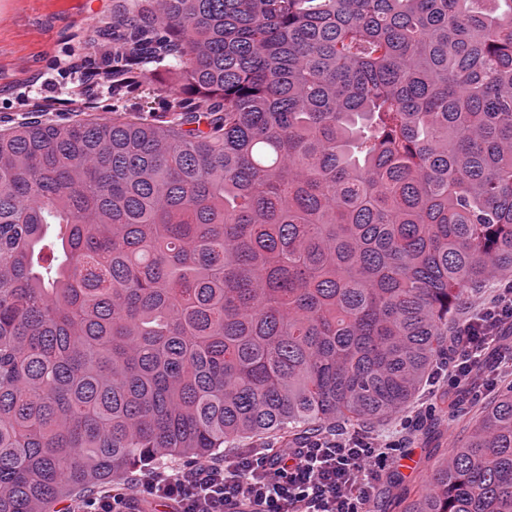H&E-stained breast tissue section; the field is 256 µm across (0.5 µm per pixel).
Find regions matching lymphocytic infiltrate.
Instances as JSON below:
<instances>
[{
    "label": "lymphocytic infiltrate",
    "mask_w": 512,
    "mask_h": 512,
    "mask_svg": "<svg viewBox=\"0 0 512 512\" xmlns=\"http://www.w3.org/2000/svg\"><path fill=\"white\" fill-rule=\"evenodd\" d=\"M512 327V279L468 305L448 340L436 381L449 394L480 400L484 390L512 377V360L487 363L482 353ZM418 422L405 418L394 435L336 430L285 448H248L219 461L133 476L125 489L103 490L73 512H138L161 500L172 512H367L383 471L398 465V451Z\"/></svg>",
    "instance_id": "f902f5d3"
}]
</instances>
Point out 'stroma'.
Returning <instances> with one entry per match:
<instances>
[{"instance_id":"obj_1","label":"stroma","mask_w":512,"mask_h":512,"mask_svg":"<svg viewBox=\"0 0 512 512\" xmlns=\"http://www.w3.org/2000/svg\"><path fill=\"white\" fill-rule=\"evenodd\" d=\"M120 0H0V129L48 103L52 120L112 113L104 98L70 81V55L92 46L102 56L111 44L106 33ZM474 403L448 414L424 416L406 454L413 467L384 473L372 512H399V498L415 499L437 461L463 440Z\"/></svg>"}]
</instances>
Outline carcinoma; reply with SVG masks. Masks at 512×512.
I'll return each instance as SVG.
<instances>
[{"mask_svg":"<svg viewBox=\"0 0 512 512\" xmlns=\"http://www.w3.org/2000/svg\"><path fill=\"white\" fill-rule=\"evenodd\" d=\"M499 0H129L0 130V512L414 403L512 274ZM182 87L153 107V71ZM404 512H512V386Z\"/></svg>","mask_w":512,"mask_h":512,"instance_id":"cac0c4a2","label":"carcinoma"}]
</instances>
